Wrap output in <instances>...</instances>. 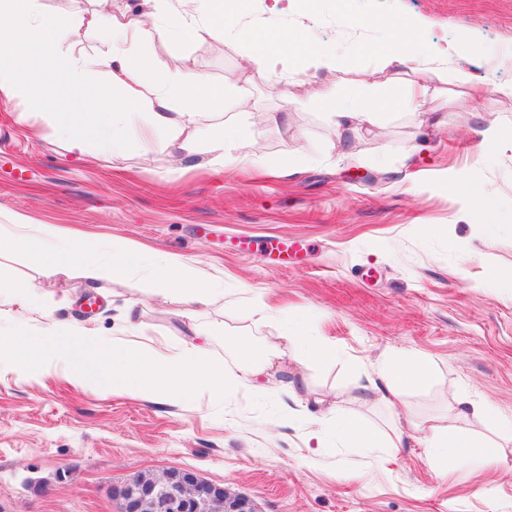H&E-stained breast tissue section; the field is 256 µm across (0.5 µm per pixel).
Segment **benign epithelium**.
Returning <instances> with one entry per match:
<instances>
[{"mask_svg": "<svg viewBox=\"0 0 512 512\" xmlns=\"http://www.w3.org/2000/svg\"><path fill=\"white\" fill-rule=\"evenodd\" d=\"M122 512H255L239 496L229 504L225 490L191 471L168 472L120 494Z\"/></svg>", "mask_w": 512, "mask_h": 512, "instance_id": "7a95c632", "label": "benign epithelium"}]
</instances>
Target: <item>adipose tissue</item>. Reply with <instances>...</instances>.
<instances>
[{
    "mask_svg": "<svg viewBox=\"0 0 512 512\" xmlns=\"http://www.w3.org/2000/svg\"><path fill=\"white\" fill-rule=\"evenodd\" d=\"M143 3L156 18L152 25H144L132 15L117 16L101 9L75 22L48 13L41 0H0V100L24 104L72 152L85 154L100 148L110 152L114 162H125L138 146L126 138L124 129L131 117L138 115L183 156L206 153L227 168L248 164L254 125L229 130L205 122L213 111L235 101L242 89L239 80L216 85L197 70L190 55H181L173 65L163 55L141 50L145 44L169 47L224 35V0ZM83 31L97 40L92 52L74 47L76 36ZM250 40L256 48L247 52L245 70L253 75H279L293 81L310 72L341 69L334 51L310 44L299 30L272 33L258 27L251 29ZM377 55L381 69H409V96L420 123H430L427 103L438 98L441 83L463 86L471 100L490 90L512 100V82H475L464 71L448 69L447 52L422 46L419 21L406 24L401 45L378 49ZM93 87L104 88L105 93L91 104L84 93ZM313 99L330 114L337 133L354 126L378 125L388 110L401 104L398 96L368 92L359 86L349 90L341 83L322 86ZM2 247L29 251L42 276L65 274L80 279L89 289L130 269H140L155 296L174 294L180 298L182 315L193 326L219 297L213 280L198 274L184 260L150 254L133 243L103 250L95 237L56 224H34L20 213L0 224ZM62 304L59 298L45 300L33 281L11 282L8 291L0 292V307H13L22 317L44 318L46 324L37 336L24 324H16L9 336L0 337V358L29 371L60 363L81 382L90 380L94 368H104L112 375L113 389L158 404L183 401L206 389L253 391L259 377L274 366L290 371L285 387L294 397L307 384L303 369L309 362L327 363L336 358L328 345H303L301 337L287 331L277 341L264 344L233 337L235 363L231 366L207 359L198 345L167 353L135 339L116 338L107 345L95 330L76 336L66 323L51 320L52 310ZM381 370L383 383L363 385L357 403H377L394 410L408 391L430 387L436 378V365L428 360L390 358ZM473 418L496 425V438L460 430V423ZM315 423L311 436L320 444L334 429L351 447L391 450L401 445L400 437L382 436L354 410L319 416ZM412 426L440 466L450 461L459 466L499 464L503 443L511 437L492 404L461 394L453 396L446 412L415 420Z\"/></svg>",
    "mask_w": 512,
    "mask_h": 512,
    "instance_id": "1",
    "label": "adipose tissue"
}]
</instances>
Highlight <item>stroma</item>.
I'll use <instances>...</instances> for the list:
<instances>
[{
    "label": "stroma",
    "mask_w": 512,
    "mask_h": 512,
    "mask_svg": "<svg viewBox=\"0 0 512 512\" xmlns=\"http://www.w3.org/2000/svg\"><path fill=\"white\" fill-rule=\"evenodd\" d=\"M269 3L251 0L239 30L303 31L335 50L347 73H311L291 86L256 75L243 84L244 106L211 115L234 126L287 113L248 148L265 175L206 165L170 179L179 154L140 124L127 136L151 140L149 152L120 165L103 152L79 159L37 117L0 102V224L22 213L186 258L224 288L202 326L211 357L233 362L225 336L263 341L289 325L335 348V363L307 369L294 400L283 392L285 374L270 371L258 392L165 405L113 393L104 374L83 385L58 368L2 366L0 512H121L114 488L171 469L247 496L256 512H512V445L502 464L443 473L408 423L444 412L453 391L489 400L512 420V150L478 147L484 116L512 126V101L489 93L451 103L440 129L422 128L402 107L379 127L340 137L310 101L315 89L361 71L405 94L375 51L410 19L421 22L426 45H454L451 67L512 82V0H294L281 14ZM245 50L229 36L185 41L168 54L191 55L219 85L237 74ZM459 172L491 190L487 208L464 200L453 182ZM271 237L299 243L290 266L270 267L262 244ZM21 278L37 280L47 297L69 295L72 308L53 316L74 331L125 336L126 306L136 300L137 339L160 351L195 340L178 299L155 298L144 273L93 292L63 274L39 276L25 252H0V282ZM259 294L287 321L255 322ZM394 355L433 360L441 372L435 387L405 394L404 416L363 407L373 425L401 435V448L382 461L333 440L308 446L311 414L352 408L360 385Z\"/></svg>",
    "instance_id": "obj_1"
}]
</instances>
